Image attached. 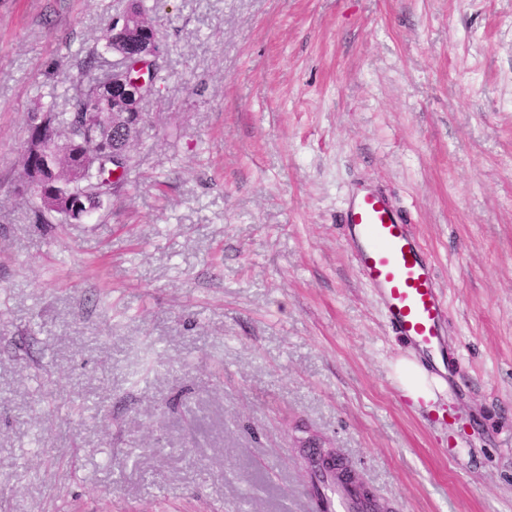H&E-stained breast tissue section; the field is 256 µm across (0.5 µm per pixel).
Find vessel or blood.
I'll return each mask as SVG.
<instances>
[{
  "instance_id": "b4317fda",
  "label": "vessel or blood",
  "mask_w": 512,
  "mask_h": 512,
  "mask_svg": "<svg viewBox=\"0 0 512 512\" xmlns=\"http://www.w3.org/2000/svg\"><path fill=\"white\" fill-rule=\"evenodd\" d=\"M339 221L358 274L379 294L392 331L433 353L445 334L446 305L433 262L404 213L379 186L361 182L349 192ZM310 484L322 512H364L357 492L315 474Z\"/></svg>"
}]
</instances>
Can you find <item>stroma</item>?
Returning a JSON list of instances; mask_svg holds the SVG:
<instances>
[{"label": "stroma", "mask_w": 512, "mask_h": 512, "mask_svg": "<svg viewBox=\"0 0 512 512\" xmlns=\"http://www.w3.org/2000/svg\"><path fill=\"white\" fill-rule=\"evenodd\" d=\"M126 5L0 0V512H318V447L385 512H512V0H160L132 189L36 223L27 116ZM359 180L432 254L431 409L336 222ZM394 375L405 398L411 400L414 406L423 402L426 406L437 401L438 393L443 388L437 378L430 376L420 362L404 357L394 365Z\"/></svg>", "instance_id": "obj_1"}]
</instances>
